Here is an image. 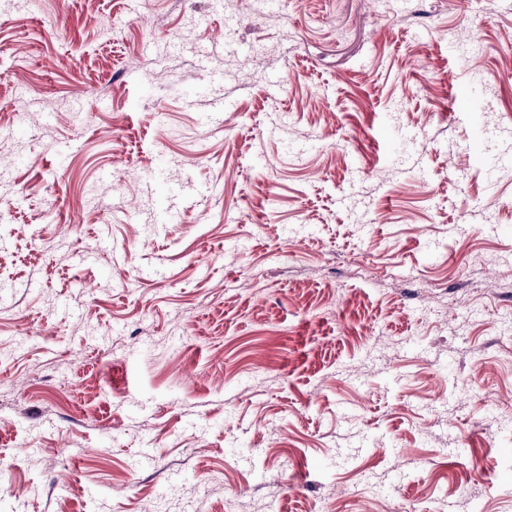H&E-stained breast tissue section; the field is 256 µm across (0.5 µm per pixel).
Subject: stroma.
Segmentation results:
<instances>
[{"mask_svg":"<svg viewBox=\"0 0 512 512\" xmlns=\"http://www.w3.org/2000/svg\"><path fill=\"white\" fill-rule=\"evenodd\" d=\"M1 199L0 512H512V0H0Z\"/></svg>","mask_w":512,"mask_h":512,"instance_id":"stroma-1","label":"stroma"}]
</instances>
